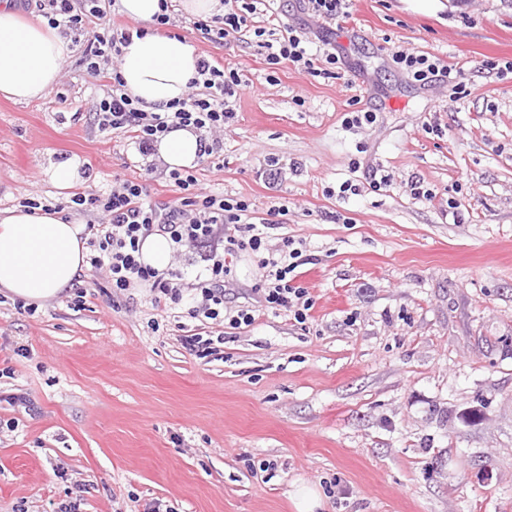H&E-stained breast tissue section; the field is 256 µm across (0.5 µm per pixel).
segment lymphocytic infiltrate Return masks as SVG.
<instances>
[{"mask_svg": "<svg viewBox=\"0 0 512 512\" xmlns=\"http://www.w3.org/2000/svg\"><path fill=\"white\" fill-rule=\"evenodd\" d=\"M45 17L52 28L67 27L78 30L92 20L102 19L104 11L100 0H46ZM275 0H224V15L218 24L199 20L195 28L216 43L241 39L250 14L258 9L269 10L271 20H278L273 11ZM260 40L265 59L271 70L289 63L304 68L312 76L332 78L341 58L328 49L310 54L308 40L303 31L285 26L278 38H266L265 28L253 29ZM133 27L124 25L87 37L83 61L91 72H99V62L109 54L119 53L128 43ZM394 61L415 81L431 78L451 84L452 92L462 98L467 89L462 81L453 79L451 66L435 56L414 51H399ZM198 76L193 89L184 100L170 103L168 111L146 112L137 107L125 92L119 74H112V84L105 98L96 107L95 121L100 131H120L135 140L143 157L154 153L158 138L175 127H193L204 140V155H212L221 143L224 126L235 116L236 99L246 88L236 70H223L208 58L197 64ZM165 179L177 192L176 201L157 204L148 201L147 191L141 183L123 179L108 194L90 191L73 193L67 208L90 215L88 224L89 264L94 271L105 274L109 284L117 291H125L132 283L147 284L154 294L155 303L174 310L183 302L185 291H193L196 303L190 306L191 318L209 320L238 329L252 326L256 321L254 310L240 309L235 315L224 312V278L230 272L229 255L239 250H251L261 256L260 266L267 269L262 302L265 307L285 309L297 323H305L312 307L305 288L292 285L291 275L304 265L301 250L293 239L283 241L281 249L267 248L268 232L276 228V216L287 215L286 205L272 206L262 221L250 219L248 201L216 196L204 191L195 172L172 170ZM168 234L175 247L185 245L200 248L203 268L193 282L183 280L182 272L158 271L142 264L138 258L140 240L152 231Z\"/></svg>", "mask_w": 512, "mask_h": 512, "instance_id": "f902f5d3", "label": "lymphocytic infiltrate"}]
</instances>
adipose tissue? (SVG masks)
Returning <instances> with one entry per match:
<instances>
[{
	"label": "adipose tissue",
	"instance_id": "obj_1",
	"mask_svg": "<svg viewBox=\"0 0 512 512\" xmlns=\"http://www.w3.org/2000/svg\"><path fill=\"white\" fill-rule=\"evenodd\" d=\"M161 0H118L119 11L147 25L144 37L122 46L119 74L125 91L148 112L185 99L197 76L199 54L185 39L151 28ZM71 42L44 23L23 19L11 0H0V94L16 102L44 96L59 80ZM201 134L169 130L155 145L168 169L197 167ZM84 224L60 213L21 208L0 212V288L26 301L46 302L72 287L86 267Z\"/></svg>",
	"mask_w": 512,
	"mask_h": 512
}]
</instances>
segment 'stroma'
Wrapping results in <instances>:
<instances>
[{"label":"stroma","mask_w":512,"mask_h":512,"mask_svg":"<svg viewBox=\"0 0 512 512\" xmlns=\"http://www.w3.org/2000/svg\"><path fill=\"white\" fill-rule=\"evenodd\" d=\"M349 12L322 29L288 0L289 24L346 65L333 79L285 64L273 83L252 36L213 43L174 12L169 33L249 82L200 183L257 218L287 203L268 246L288 236L310 256L294 283L313 307L302 324L263 307L248 250L226 278L227 310L259 314L244 329L174 320L149 288L116 294L90 270L79 303L0 294V512L76 498L79 512H297L300 484L318 512H512V0H350ZM68 38L44 97L0 96V210L68 200L49 175L68 159L90 168L77 188L107 193L119 176L171 202L126 135L99 131L90 108L107 88L83 37ZM399 49L460 65L467 96L415 82ZM355 108L375 122L346 126ZM346 181L358 194L338 196ZM199 332L223 335L215 354L183 348ZM20 391L32 411L4 402Z\"/></svg>","instance_id":"stroma-1"}]
</instances>
